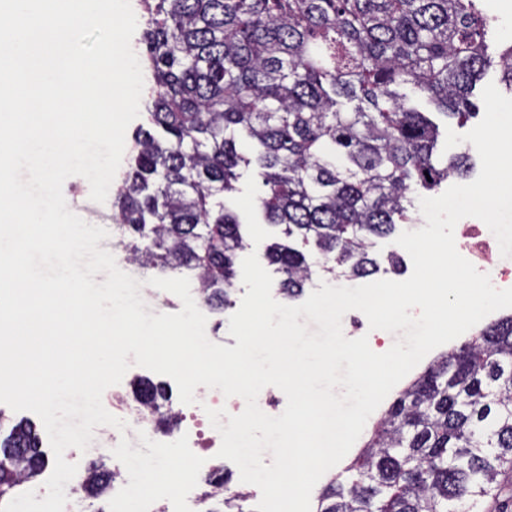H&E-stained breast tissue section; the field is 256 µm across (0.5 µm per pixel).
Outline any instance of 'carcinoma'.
I'll return each instance as SVG.
<instances>
[{"label":"carcinoma","mask_w":512,"mask_h":512,"mask_svg":"<svg viewBox=\"0 0 512 512\" xmlns=\"http://www.w3.org/2000/svg\"><path fill=\"white\" fill-rule=\"evenodd\" d=\"M482 0H143L154 84L119 188L112 245L141 269L195 272L204 301L231 304L245 249L226 204L254 168L279 292L302 294L305 250L359 280L373 239L408 220L411 195L470 168L442 162L425 98L463 124L489 69L512 93V43L491 47ZM153 402L163 388L144 381ZM15 448L26 452L13 453ZM47 457L28 423L0 436V501ZM512 469V315L479 330L390 405L316 512H477Z\"/></svg>","instance_id":"cac0c4a2"}]
</instances>
